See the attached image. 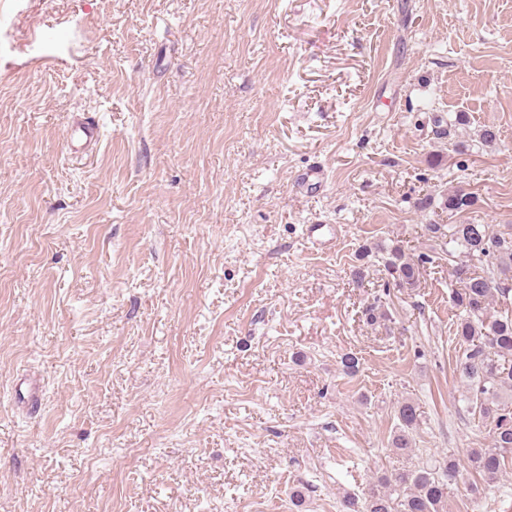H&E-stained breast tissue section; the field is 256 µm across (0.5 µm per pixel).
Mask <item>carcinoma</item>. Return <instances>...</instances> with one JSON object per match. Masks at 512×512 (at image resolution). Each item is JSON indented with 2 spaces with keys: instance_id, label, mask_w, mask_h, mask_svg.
<instances>
[{
  "instance_id": "carcinoma-1",
  "label": "carcinoma",
  "mask_w": 512,
  "mask_h": 512,
  "mask_svg": "<svg viewBox=\"0 0 512 512\" xmlns=\"http://www.w3.org/2000/svg\"><path fill=\"white\" fill-rule=\"evenodd\" d=\"M475 204V196L455 191L445 198L448 212L463 211ZM423 235L448 246V253L462 254L452 276L460 287L453 290L452 302L461 310L455 334L465 345L456 368L467 386L469 408L488 421L490 444L473 448L467 466L448 455L442 461L429 460L422 466L391 478L381 476L362 493L343 497L342 512H442L447 499L448 482L466 481L469 472L494 484L507 474L505 458L512 454V405L501 402L512 392V316L498 311L496 299L507 301L512 294V233L495 232L487 224L422 225ZM383 267L400 288H415L419 268L431 261L425 254L411 257L396 244L378 245ZM362 247L361 256L374 250ZM399 427L390 447L399 454L412 451L419 414L412 402L398 406Z\"/></svg>"
}]
</instances>
